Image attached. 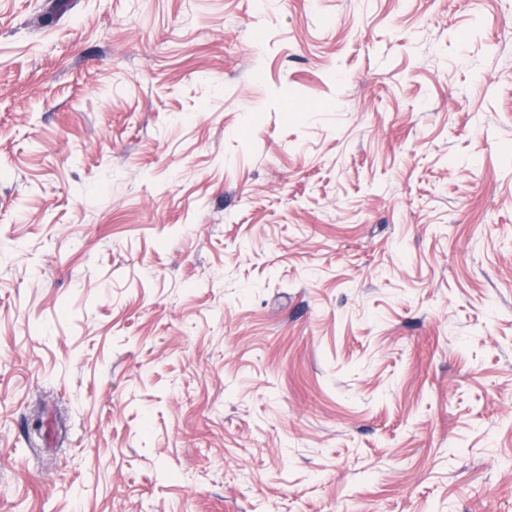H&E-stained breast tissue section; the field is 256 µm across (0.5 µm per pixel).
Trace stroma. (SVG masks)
Listing matches in <instances>:
<instances>
[{"mask_svg":"<svg viewBox=\"0 0 512 512\" xmlns=\"http://www.w3.org/2000/svg\"><path fill=\"white\" fill-rule=\"evenodd\" d=\"M0 0V512H512V0Z\"/></svg>","mask_w":512,"mask_h":512,"instance_id":"obj_1","label":"stroma"}]
</instances>
